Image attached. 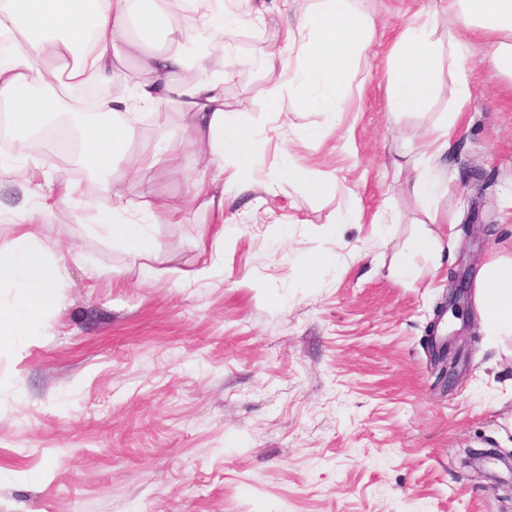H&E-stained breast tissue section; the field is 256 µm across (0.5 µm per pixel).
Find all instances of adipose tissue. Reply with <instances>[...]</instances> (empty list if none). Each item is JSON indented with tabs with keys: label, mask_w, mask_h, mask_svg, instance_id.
Listing matches in <instances>:
<instances>
[{
	"label": "adipose tissue",
	"mask_w": 512,
	"mask_h": 512,
	"mask_svg": "<svg viewBox=\"0 0 512 512\" xmlns=\"http://www.w3.org/2000/svg\"><path fill=\"white\" fill-rule=\"evenodd\" d=\"M185 2L154 0L141 12L135 0H0V36L17 45L13 59L0 63V101L10 105L8 130L18 148L49 129L58 112L61 99L49 94V87L74 91L96 84L122 86V93L101 101L105 119L78 124L77 161L88 172L107 176L112 194L111 208L88 216L89 228L132 252L145 274L157 271L147 223L170 221L175 210L156 197L132 202L120 183L111 180L115 166L131 154L134 130L124 123L126 114L177 106L190 139L202 146L205 163L203 176L187 188L182 203L206 200L219 217L228 185L242 195L288 183L317 198L333 182L330 173L316 174L294 161L260 167L253 151L255 130L224 109V85L243 67V59L218 58L198 46L202 30L233 36L245 18L262 19V9L249 2L243 14L228 15L218 4L198 16L185 9ZM448 9L456 49L483 40L489 65L512 78V0H448ZM433 27L428 13H413L388 50L387 92L394 110L421 107L437 88L441 73ZM375 30L374 19L356 10L352 0H317L288 29L287 53H269L266 63L287 71L288 83L300 87V107L339 112L343 90ZM129 58L137 61L138 80H130L123 67ZM190 67L197 78L177 81V74ZM458 85V101L446 124L420 136L416 156L438 158L449 150L471 98L467 80L459 79ZM53 206L47 197L38 212H15L12 237L0 241V288L15 291L11 304L0 305V347L58 302L66 260H48L28 230L37 214ZM476 287L489 333L512 336V258L482 265Z\"/></svg>",
	"instance_id": "ef3b65f1"
}]
</instances>
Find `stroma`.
<instances>
[{
	"label": "stroma",
	"mask_w": 512,
	"mask_h": 512,
	"mask_svg": "<svg viewBox=\"0 0 512 512\" xmlns=\"http://www.w3.org/2000/svg\"><path fill=\"white\" fill-rule=\"evenodd\" d=\"M312 0H263V25L225 45L248 59L224 87L227 111L256 130L255 157L270 168L294 159L332 173L318 199L288 185L224 197V259L187 286L137 273L132 254L90 232L86 217L111 204L107 181L128 198L178 205L174 223L151 225L165 266L193 273L195 247L213 214L180 208L202 175L199 145L178 169L136 172L135 159L106 178L59 165L0 198V210L33 208L62 179L81 186L32 230L51 257L65 256L60 300L13 345L0 348V512H512L493 481L460 472L459 449L512 450V337L487 335L477 301V341L453 344L459 379L436 382L428 323L459 259L471 270L512 257V78L484 62L473 41L449 56L448 0H356L377 22L336 115L300 108L261 57L284 47ZM435 19L441 79L413 112L387 103L388 48L411 13ZM465 65L468 123L436 162L450 180L433 205L408 189L399 161L455 106ZM277 137H269L270 127ZM356 206L361 223L334 218ZM443 249L391 273L428 209ZM392 216L386 236L375 218ZM492 226L467 237L465 225ZM329 262L302 280L311 254Z\"/></svg>",
	"instance_id": "stroma-1"
}]
</instances>
